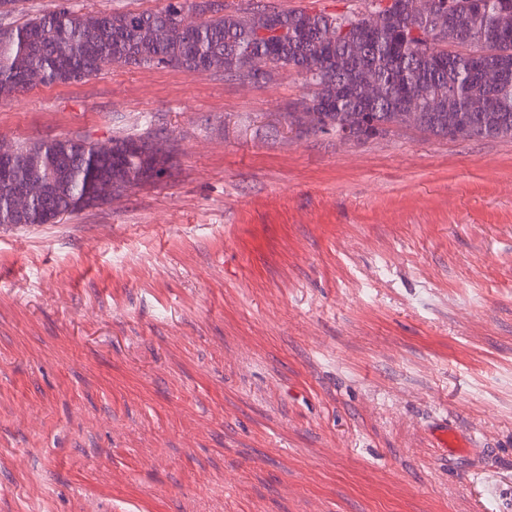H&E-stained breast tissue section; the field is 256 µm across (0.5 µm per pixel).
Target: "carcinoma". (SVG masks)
<instances>
[{
	"mask_svg": "<svg viewBox=\"0 0 512 512\" xmlns=\"http://www.w3.org/2000/svg\"><path fill=\"white\" fill-rule=\"evenodd\" d=\"M366 11L293 8L267 16L226 13L179 30L197 0H167L142 13L80 14L61 0L21 25L0 24V101L67 84L114 65L249 74L264 58L272 80L292 70L308 81V112L291 123L339 139L366 141L394 126L436 137L512 139V0H437L432 16L416 0H363ZM498 82L481 87L484 71ZM0 176L44 191L16 207L0 187V224H57L141 182L162 180L171 151L147 138L84 136L23 143Z\"/></svg>",
	"mask_w": 512,
	"mask_h": 512,
	"instance_id": "carcinoma-1",
	"label": "carcinoma"
}]
</instances>
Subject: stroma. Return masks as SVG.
Segmentation results:
<instances>
[{
    "label": "stroma",
    "mask_w": 512,
    "mask_h": 512,
    "mask_svg": "<svg viewBox=\"0 0 512 512\" xmlns=\"http://www.w3.org/2000/svg\"><path fill=\"white\" fill-rule=\"evenodd\" d=\"M308 94L127 66L0 102V145L174 152L0 226V512H512V139L339 140Z\"/></svg>",
    "instance_id": "stroma-1"
}]
</instances>
